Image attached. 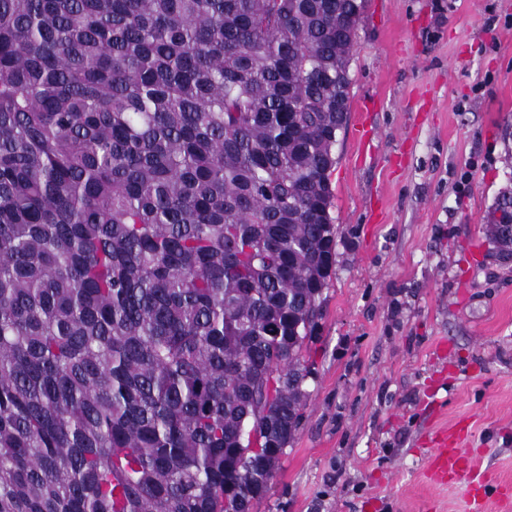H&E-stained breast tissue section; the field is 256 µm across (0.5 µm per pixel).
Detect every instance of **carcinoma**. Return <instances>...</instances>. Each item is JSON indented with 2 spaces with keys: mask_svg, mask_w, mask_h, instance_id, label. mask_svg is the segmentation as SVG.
<instances>
[{
  "mask_svg": "<svg viewBox=\"0 0 512 512\" xmlns=\"http://www.w3.org/2000/svg\"><path fill=\"white\" fill-rule=\"evenodd\" d=\"M366 0H0V512H252L336 265ZM512 193L485 234L506 250Z\"/></svg>",
  "mask_w": 512,
  "mask_h": 512,
  "instance_id": "obj_1",
  "label": "carcinoma"
}]
</instances>
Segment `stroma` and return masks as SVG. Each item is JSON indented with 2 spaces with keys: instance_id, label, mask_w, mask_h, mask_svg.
<instances>
[{
  "instance_id": "1",
  "label": "stroma",
  "mask_w": 512,
  "mask_h": 512,
  "mask_svg": "<svg viewBox=\"0 0 512 512\" xmlns=\"http://www.w3.org/2000/svg\"><path fill=\"white\" fill-rule=\"evenodd\" d=\"M331 175L336 266L311 400L255 512H466L427 478L464 430L512 496V258L483 230L512 189V0H368Z\"/></svg>"
}]
</instances>
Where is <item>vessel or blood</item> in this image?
Segmentation results:
<instances>
[{
    "label": "vessel or blood",
    "instance_id": "obj_1",
    "mask_svg": "<svg viewBox=\"0 0 512 512\" xmlns=\"http://www.w3.org/2000/svg\"><path fill=\"white\" fill-rule=\"evenodd\" d=\"M433 477L437 483L455 485L469 505L470 512H480L482 500L495 490L487 476L477 473L466 449L441 435L432 457Z\"/></svg>",
    "mask_w": 512,
    "mask_h": 512
}]
</instances>
